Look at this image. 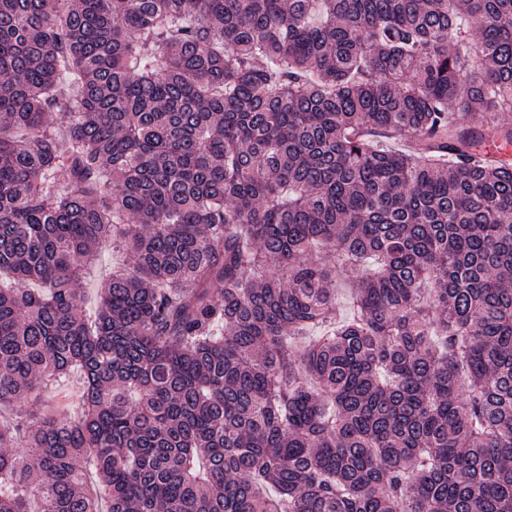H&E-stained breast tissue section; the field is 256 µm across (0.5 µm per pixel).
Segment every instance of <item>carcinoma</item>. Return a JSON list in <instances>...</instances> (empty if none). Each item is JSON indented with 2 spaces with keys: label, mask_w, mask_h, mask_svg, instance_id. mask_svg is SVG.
<instances>
[{
  "label": "carcinoma",
  "mask_w": 512,
  "mask_h": 512,
  "mask_svg": "<svg viewBox=\"0 0 512 512\" xmlns=\"http://www.w3.org/2000/svg\"><path fill=\"white\" fill-rule=\"evenodd\" d=\"M505 111L512 0H0V512H512ZM123 259L124 258L120 253H112L111 248L104 250L101 253L100 261L97 264L96 269L88 274L84 281H81L82 288H84V291L86 292L91 308H93V303L96 304L95 297L97 289L100 288L101 281L109 274L112 268V263L121 262Z\"/></svg>",
  "instance_id": "cac0c4a2"
}]
</instances>
